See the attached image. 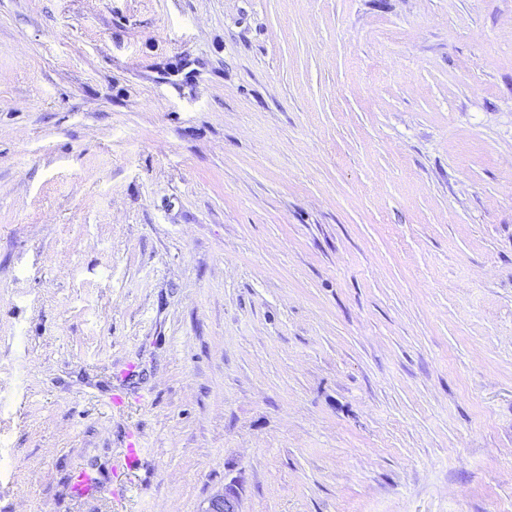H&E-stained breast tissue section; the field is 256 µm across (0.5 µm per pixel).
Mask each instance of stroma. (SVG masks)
<instances>
[{"instance_id": "35a3bbf8", "label": "stroma", "mask_w": 512, "mask_h": 512, "mask_svg": "<svg viewBox=\"0 0 512 512\" xmlns=\"http://www.w3.org/2000/svg\"><path fill=\"white\" fill-rule=\"evenodd\" d=\"M230 482L512 512V0H0V512Z\"/></svg>"}]
</instances>
